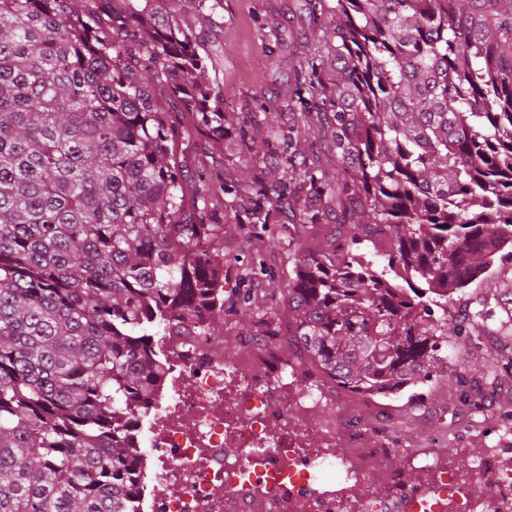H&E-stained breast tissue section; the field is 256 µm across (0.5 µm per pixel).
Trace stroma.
<instances>
[{"label":"stroma","instance_id":"35a3bbf8","mask_svg":"<svg viewBox=\"0 0 512 512\" xmlns=\"http://www.w3.org/2000/svg\"><path fill=\"white\" fill-rule=\"evenodd\" d=\"M318 33L311 0H220L196 26L224 86L229 118L224 152L217 157L213 175L221 177L224 168L233 165L246 169L234 207H227L223 195L214 199L213 206L221 224L234 233L257 231L262 222L276 232L275 242L261 237L255 244L280 271L292 268L298 250L297 241L279 231L292 215L286 203L274 197L265 201L261 215H254L253 201L270 178V165L263 154L240 158L234 149V129L258 120L284 131L298 101H305L311 110L320 106V99L301 95L294 79L296 67L310 62L309 48ZM507 277L512 278V260L495 262L484 282L470 285L449 301V319L457 323L470 318L481 300L495 292L504 305H511L512 292L498 290ZM414 392L424 395L422 405H415L406 392L383 397L336 391L337 437L363 429L369 439L393 449L384 466L389 482L412 487L423 481L418 463L426 458L459 474L474 469L492 449L512 448V388L487 393L485 402L494 409L489 418L458 402L455 380L421 384Z\"/></svg>","mask_w":512,"mask_h":512}]
</instances>
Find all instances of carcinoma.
Wrapping results in <instances>:
<instances>
[{"mask_svg": "<svg viewBox=\"0 0 512 512\" xmlns=\"http://www.w3.org/2000/svg\"><path fill=\"white\" fill-rule=\"evenodd\" d=\"M179 2L0 0V512H140L123 415L158 393L166 336L271 341L286 318L324 377L394 395L448 377V298L512 258V0H317L336 41L295 81L330 70L326 111L237 141L291 177L303 159L336 224L286 278L239 240L226 303L210 205L238 178L208 176L224 96ZM511 367L502 337L460 398L484 408Z\"/></svg>", "mask_w": 512, "mask_h": 512, "instance_id": "1", "label": "carcinoma"}]
</instances>
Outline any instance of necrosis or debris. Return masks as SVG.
I'll return each instance as SVG.
<instances>
[{
	"label": "necrosis or debris",
	"instance_id": "necrosis-or-debris-1",
	"mask_svg": "<svg viewBox=\"0 0 512 512\" xmlns=\"http://www.w3.org/2000/svg\"><path fill=\"white\" fill-rule=\"evenodd\" d=\"M166 346L164 386L149 416L130 420L139 463L153 471L151 482L140 485L150 512H252L260 487L270 512H512V462L503 460L478 472L499 488L490 500L479 497L477 479L444 473L409 492L384 489L353 498L350 472L376 482L387 449L348 469L332 452L333 437L311 426L292 437L287 415L270 412L277 388L264 362L244 365L236 377L224 367L223 341L214 337H196L189 347L171 337ZM273 425L280 436L270 435ZM229 448L245 454L230 459ZM325 476L334 489H321Z\"/></svg>",
	"mask_w": 512,
	"mask_h": 512
}]
</instances>
